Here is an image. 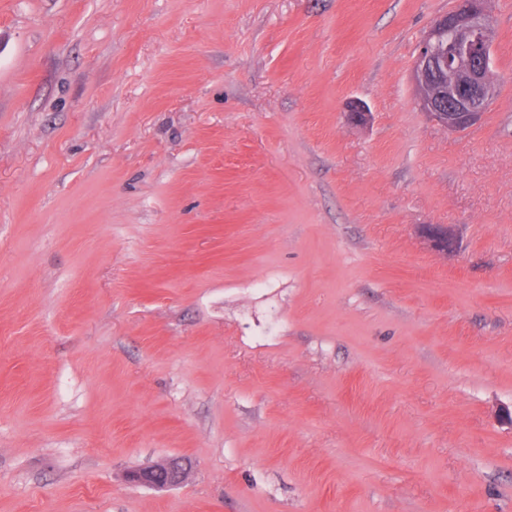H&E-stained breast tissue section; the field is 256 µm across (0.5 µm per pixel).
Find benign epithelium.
<instances>
[{"mask_svg":"<svg viewBox=\"0 0 512 512\" xmlns=\"http://www.w3.org/2000/svg\"><path fill=\"white\" fill-rule=\"evenodd\" d=\"M494 30L486 0H455L434 18L421 42L412 77L423 111L442 127L461 132L479 122L496 96ZM185 471L173 462L130 472L134 485L164 488Z\"/></svg>","mask_w":512,"mask_h":512,"instance_id":"7a95c632","label":"benign epithelium"}]
</instances>
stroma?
<instances>
[{
  "label": "stroma",
  "mask_w": 512,
  "mask_h": 512,
  "mask_svg": "<svg viewBox=\"0 0 512 512\" xmlns=\"http://www.w3.org/2000/svg\"><path fill=\"white\" fill-rule=\"evenodd\" d=\"M452 6L0 0V512H512V0L461 133ZM434 18L421 42L412 77L421 109L461 132L479 122L496 96L494 30L485 0H455ZM184 478L185 471L171 461L132 471L126 476L127 481L134 485L152 488H164L181 483Z\"/></svg>",
  "instance_id": "1"
}]
</instances>
